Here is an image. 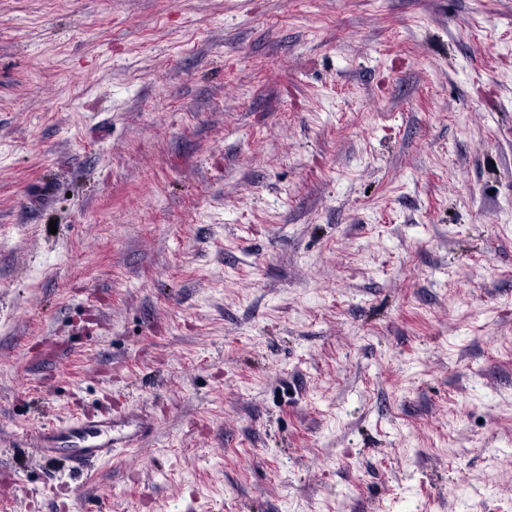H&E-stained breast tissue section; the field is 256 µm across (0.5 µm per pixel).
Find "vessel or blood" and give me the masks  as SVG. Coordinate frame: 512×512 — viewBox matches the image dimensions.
<instances>
[{"instance_id": "obj_1", "label": "vessel or blood", "mask_w": 512, "mask_h": 512, "mask_svg": "<svg viewBox=\"0 0 512 512\" xmlns=\"http://www.w3.org/2000/svg\"><path fill=\"white\" fill-rule=\"evenodd\" d=\"M111 426V419L97 420L85 414L58 427L25 432L22 438L26 444L36 448L43 458L53 459L64 454L78 467L91 459L111 458L116 447L132 448L138 444L140 436L135 431L125 433L117 440L101 439V432Z\"/></svg>"}]
</instances>
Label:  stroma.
<instances>
[{
	"mask_svg": "<svg viewBox=\"0 0 512 512\" xmlns=\"http://www.w3.org/2000/svg\"><path fill=\"white\" fill-rule=\"evenodd\" d=\"M0 512H512V0H0ZM112 427V417L94 420L89 414L76 417L59 427H48L23 433L22 439L31 448H36L38 453L46 459H55L58 455L65 454L70 458L74 467L79 468L85 461L106 460L112 458L113 448H134L141 437L142 431L135 428L133 432L123 434L117 441L112 438L99 439L101 432ZM140 432V434H138ZM66 436L72 440L71 444L63 447L60 439Z\"/></svg>",
	"mask_w": 512,
	"mask_h": 512,
	"instance_id": "stroma-1",
	"label": "stroma"
}]
</instances>
